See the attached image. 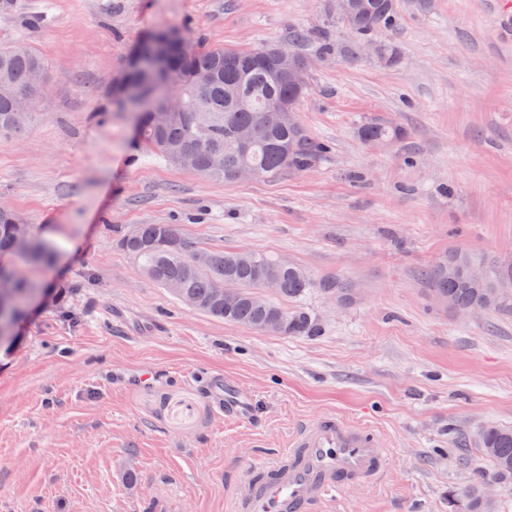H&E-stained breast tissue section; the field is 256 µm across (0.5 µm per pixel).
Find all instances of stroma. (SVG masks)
I'll return each instance as SVG.
<instances>
[{
  "mask_svg": "<svg viewBox=\"0 0 512 512\" xmlns=\"http://www.w3.org/2000/svg\"><path fill=\"white\" fill-rule=\"evenodd\" d=\"M396 11L362 47L332 0H18L0 14V43L26 42L49 75L28 130L0 141V204L55 252L52 294L0 353V512H232L248 466L327 412L383 435L387 469L308 512H448L483 475L494 512H512V474L477 445L484 427L512 426V317L449 310L420 280L454 248L512 253V0ZM163 27L195 47L294 45L311 63L296 116L324 152L224 183L141 143L112 79ZM299 31L333 52L292 44ZM373 119L406 137L361 140ZM138 224L271 255L352 295H307L315 336L215 319L119 248ZM142 366L154 377L134 382ZM215 380L250 414L218 410Z\"/></svg>",
  "mask_w": 512,
  "mask_h": 512,
  "instance_id": "1",
  "label": "stroma"
}]
</instances>
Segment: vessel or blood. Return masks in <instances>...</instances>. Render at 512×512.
<instances>
[{
    "mask_svg": "<svg viewBox=\"0 0 512 512\" xmlns=\"http://www.w3.org/2000/svg\"><path fill=\"white\" fill-rule=\"evenodd\" d=\"M218 406L249 411L229 384L216 385ZM387 443L379 433L333 413L294 435L272 463L253 469L233 502L234 512H307L354 485H370L385 472Z\"/></svg>",
    "mask_w": 512,
    "mask_h": 512,
    "instance_id": "obj_1",
    "label": "vessel or blood"
}]
</instances>
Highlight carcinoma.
<instances>
[{
    "label": "carcinoma",
    "mask_w": 512,
    "mask_h": 512,
    "mask_svg": "<svg viewBox=\"0 0 512 512\" xmlns=\"http://www.w3.org/2000/svg\"><path fill=\"white\" fill-rule=\"evenodd\" d=\"M395 19L396 10L388 6V0H375L370 11L355 18L352 29L358 36L369 38L393 27ZM170 34L167 29H158L144 37L133 49L138 60H130L121 76L144 86L141 100L131 101L123 88L113 87V101L131 111L141 141L167 162L171 161L170 153L178 151L188 158L189 170L226 183L235 181L237 169L245 163L266 176L311 166L321 146L302 127L281 123L278 112L283 105L299 102L305 91L290 85L272 63L262 61L261 49L192 48L185 42H167ZM44 69L42 56L27 45H0V140L28 127L30 113L17 111V97L26 93L36 103L44 98L46 87L32 84L33 73ZM198 71L210 73L209 88L196 87L194 74ZM227 86L236 87L245 104L227 99ZM173 88L182 100V111L158 129L150 122V110L161 105ZM242 127L256 130V138L247 149L234 135V130ZM358 135L366 142L396 141L405 136V131L397 125L371 120L358 128ZM17 223V214L0 213V253H10L19 260L17 265L0 264L6 332L28 301L45 290L40 273L53 261V249L48 243L33 236L24 243L16 239ZM120 247L162 287L180 285L181 290L174 293L177 300L192 297L194 309L200 313L259 331L268 321L277 319L285 336H315L317 322L302 307V299L315 288L326 294L341 291L340 281L333 277L316 282L303 268L283 266L267 255H256L257 266L253 267L238 264L235 250H208L207 264L197 265L194 255L198 249L183 237L177 224H138L121 237ZM459 253L466 255L469 262L487 267L483 287H473L463 275L448 276V262ZM264 276L277 278L279 288L274 300L260 292ZM504 279H512V268L489 264L463 249L443 254L422 273L428 290L442 300L452 299L455 311L479 305ZM223 292L233 297L231 304L224 303ZM281 298L292 306H283L279 303ZM480 445L495 472L512 473V427H486ZM451 503L458 512H491V500L478 481L453 495Z\"/></svg>",
    "instance_id": "obj_1"
}]
</instances>
